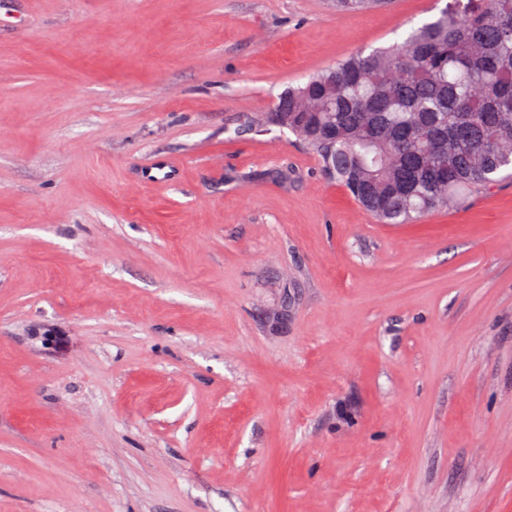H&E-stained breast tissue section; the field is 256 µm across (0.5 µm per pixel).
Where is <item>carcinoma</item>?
I'll list each match as a JSON object with an SVG mask.
<instances>
[{
  "instance_id": "obj_1",
  "label": "carcinoma",
  "mask_w": 512,
  "mask_h": 512,
  "mask_svg": "<svg viewBox=\"0 0 512 512\" xmlns=\"http://www.w3.org/2000/svg\"><path fill=\"white\" fill-rule=\"evenodd\" d=\"M274 125L383 224L512 175V0H451L277 98Z\"/></svg>"
}]
</instances>
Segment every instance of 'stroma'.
Wrapping results in <instances>:
<instances>
[{
  "label": "stroma",
  "instance_id": "35a3bbf8",
  "mask_svg": "<svg viewBox=\"0 0 512 512\" xmlns=\"http://www.w3.org/2000/svg\"><path fill=\"white\" fill-rule=\"evenodd\" d=\"M446 3L0 0V512H512V180L380 224L266 122Z\"/></svg>",
  "mask_w": 512,
  "mask_h": 512
}]
</instances>
